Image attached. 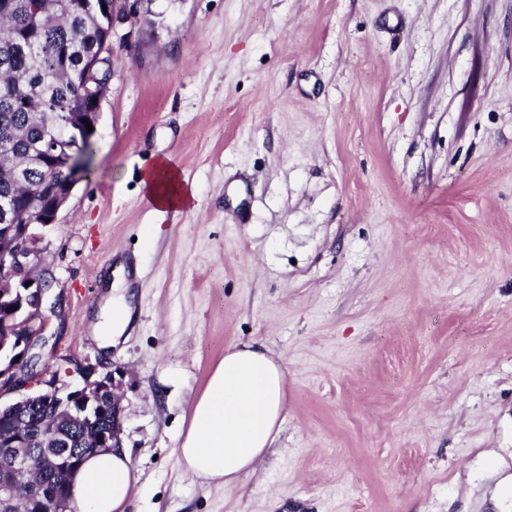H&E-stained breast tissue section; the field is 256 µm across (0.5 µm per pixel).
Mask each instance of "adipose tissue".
<instances>
[{"label":"adipose tissue","instance_id":"adipose-tissue-1","mask_svg":"<svg viewBox=\"0 0 512 512\" xmlns=\"http://www.w3.org/2000/svg\"><path fill=\"white\" fill-rule=\"evenodd\" d=\"M155 204L175 208L190 188L167 165L144 177ZM285 410V368L257 343H236L224 351L203 392L192 405L177 458L196 478L229 489L254 472L281 430ZM136 483L128 448L89 456L71 484L81 512H126Z\"/></svg>","mask_w":512,"mask_h":512}]
</instances>
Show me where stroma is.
Instances as JSON below:
<instances>
[{"instance_id":"stroma-1","label":"stroma","mask_w":512,"mask_h":512,"mask_svg":"<svg viewBox=\"0 0 512 512\" xmlns=\"http://www.w3.org/2000/svg\"><path fill=\"white\" fill-rule=\"evenodd\" d=\"M112 47L96 171L43 230V361L119 369L133 512H512V0H150ZM164 157L173 219L140 179ZM122 263L107 351L93 271ZM247 339L287 406L224 489L175 450ZM131 307L124 302L123 296H116L102 316L100 334L104 340H111L110 344H117L114 334H123L131 321Z\"/></svg>"}]
</instances>
